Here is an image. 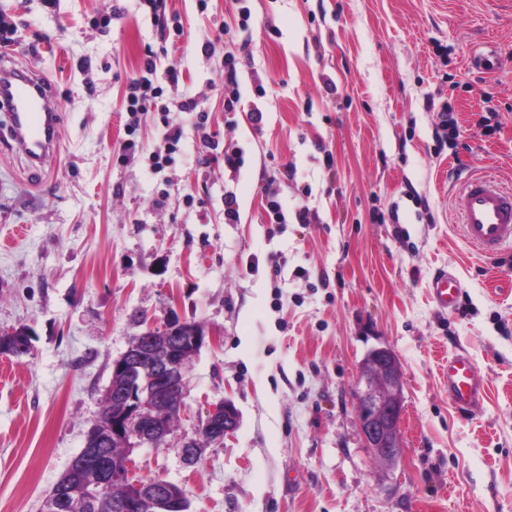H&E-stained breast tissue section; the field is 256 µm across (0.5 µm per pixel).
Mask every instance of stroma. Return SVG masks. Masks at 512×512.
<instances>
[{
	"label": "stroma",
	"mask_w": 512,
	"mask_h": 512,
	"mask_svg": "<svg viewBox=\"0 0 512 512\" xmlns=\"http://www.w3.org/2000/svg\"><path fill=\"white\" fill-rule=\"evenodd\" d=\"M0 17L17 28L0 64L41 77L61 115L37 170L0 113V334L29 339L0 354V512H41L113 360L172 313L205 343L169 445L137 449L134 473L182 487L189 512H512V250L480 255L454 210L465 175L512 184V0H165L158 17L144 0H0ZM149 50L180 73L163 102L194 98L209 119L147 113L124 161L125 88ZM446 103L460 134L439 139ZM171 127L178 148L154 167ZM228 148L245 159L234 178ZM442 268L461 283L453 311L430 296ZM377 346L402 371L391 468L353 400ZM457 353L487 382L465 415L448 397ZM224 399L239 427L184 464L181 438Z\"/></svg>",
	"instance_id": "stroma-1"
}]
</instances>
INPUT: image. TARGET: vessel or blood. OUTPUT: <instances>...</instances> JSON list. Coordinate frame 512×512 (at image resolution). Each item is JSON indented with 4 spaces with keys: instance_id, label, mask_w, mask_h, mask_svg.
I'll return each instance as SVG.
<instances>
[{
    "instance_id": "vessel-or-blood-1",
    "label": "vessel or blood",
    "mask_w": 512,
    "mask_h": 512,
    "mask_svg": "<svg viewBox=\"0 0 512 512\" xmlns=\"http://www.w3.org/2000/svg\"><path fill=\"white\" fill-rule=\"evenodd\" d=\"M0 106L14 141L32 166L46 165L58 145L60 113L44 82L32 77L27 68L0 66ZM464 239L485 257L512 249V186L490 174L468 176L455 197ZM460 281L448 271L432 280L436 304L444 310L457 307ZM485 395V379L465 354L448 359V396L462 412L470 411Z\"/></svg>"
}]
</instances>
